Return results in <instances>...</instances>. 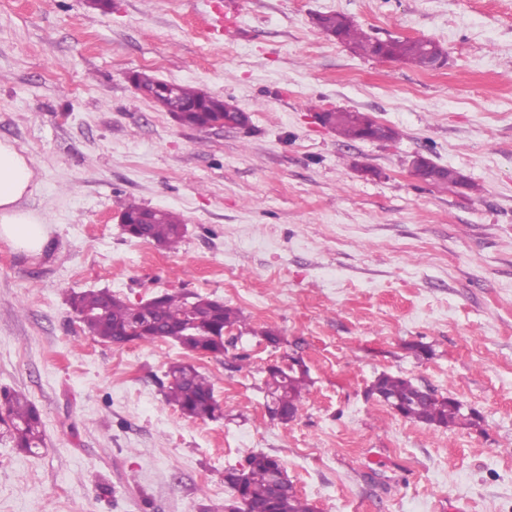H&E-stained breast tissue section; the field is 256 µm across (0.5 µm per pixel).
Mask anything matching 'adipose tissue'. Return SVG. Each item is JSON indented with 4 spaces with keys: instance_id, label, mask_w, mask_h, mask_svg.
<instances>
[{
    "instance_id": "obj_1",
    "label": "adipose tissue",
    "mask_w": 512,
    "mask_h": 512,
    "mask_svg": "<svg viewBox=\"0 0 512 512\" xmlns=\"http://www.w3.org/2000/svg\"><path fill=\"white\" fill-rule=\"evenodd\" d=\"M35 190L31 159L0 140V241L29 254L44 250L50 232L42 215L21 205Z\"/></svg>"
}]
</instances>
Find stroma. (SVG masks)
<instances>
[{"instance_id":"stroma-1","label":"stroma","mask_w":512,"mask_h":512,"mask_svg":"<svg viewBox=\"0 0 512 512\" xmlns=\"http://www.w3.org/2000/svg\"><path fill=\"white\" fill-rule=\"evenodd\" d=\"M329 12L447 63L359 56L317 29ZM144 69L248 126L180 125L129 82ZM336 108L399 137L343 140L314 118ZM0 139L32 157L24 206L51 226L39 254L0 242V390L45 436L34 455L0 443V512H224L225 470L260 450L316 512H512V0H0ZM417 155L463 183L418 180ZM131 202L179 215L177 249L123 233ZM89 289L223 300L253 328L248 364L97 342L67 303ZM293 356L312 386L282 424L261 385ZM185 360L223 418L166 403ZM383 372L473 424L405 420L366 395Z\"/></svg>"}]
</instances>
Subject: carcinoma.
Listing matches in <instances>:
<instances>
[{
	"instance_id": "obj_1",
	"label": "carcinoma",
	"mask_w": 512,
	"mask_h": 512,
	"mask_svg": "<svg viewBox=\"0 0 512 512\" xmlns=\"http://www.w3.org/2000/svg\"><path fill=\"white\" fill-rule=\"evenodd\" d=\"M315 25L324 34L336 36L356 53L372 56L376 52L378 40L367 36L342 14H320ZM432 49L445 53L440 44L423 38H394L386 45L393 59L420 69ZM202 96L195 88L175 84L169 90L154 93L153 102L181 125L202 131L248 125L249 116L236 106L216 97L204 100ZM318 116L323 126L336 136L347 141L359 137L351 112L334 109L322 111ZM124 215L130 221L125 234L131 238L166 248L176 247L183 238L184 225L171 211L130 204ZM69 303L88 333L100 343L122 345L166 339L189 353L215 359L223 357L235 343V338L225 337L224 332L246 326V318L240 310L195 293H160L145 301L143 312L108 290L74 293ZM165 378L164 397L183 416L204 420L221 414L214 384L198 367L172 362L165 371ZM310 384L308 369L298 358L287 366H267L264 391L271 419L287 424L299 418L304 393ZM376 390L384 395L385 404L412 422L450 430L472 421L456 398L436 392L426 394L420 385L406 377L382 373L369 393ZM3 439L22 453H34L45 445L41 414L22 394L0 393V441ZM239 469L242 480L228 484L232 498L224 505V512H315V507L301 497L291 481L280 495L267 497L273 473L285 471L278 457L252 451Z\"/></svg>"
}]
</instances>
